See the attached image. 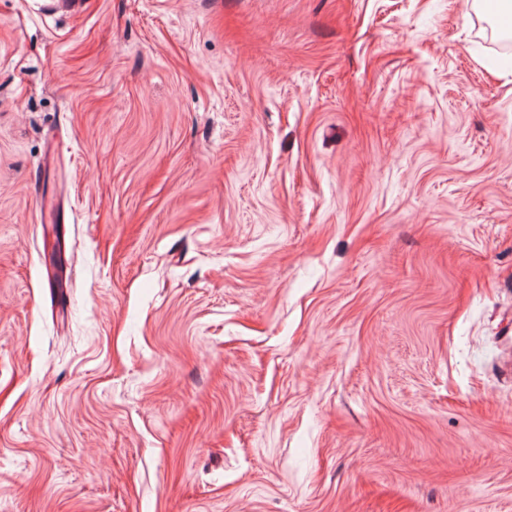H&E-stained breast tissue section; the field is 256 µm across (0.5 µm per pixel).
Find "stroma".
Wrapping results in <instances>:
<instances>
[{
	"label": "stroma",
	"mask_w": 512,
	"mask_h": 512,
	"mask_svg": "<svg viewBox=\"0 0 512 512\" xmlns=\"http://www.w3.org/2000/svg\"><path fill=\"white\" fill-rule=\"evenodd\" d=\"M79 2L0 0V512H512V41Z\"/></svg>",
	"instance_id": "stroma-1"
}]
</instances>
